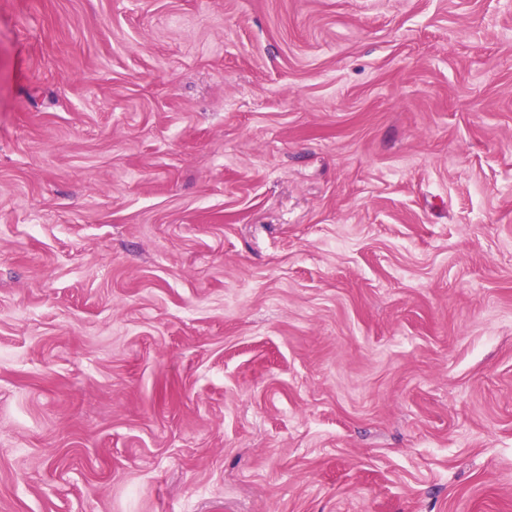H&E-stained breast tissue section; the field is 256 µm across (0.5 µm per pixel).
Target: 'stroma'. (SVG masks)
Wrapping results in <instances>:
<instances>
[{"instance_id":"obj_1","label":"stroma","mask_w":512,"mask_h":512,"mask_svg":"<svg viewBox=\"0 0 512 512\" xmlns=\"http://www.w3.org/2000/svg\"><path fill=\"white\" fill-rule=\"evenodd\" d=\"M0 512H512V0H0Z\"/></svg>"}]
</instances>
